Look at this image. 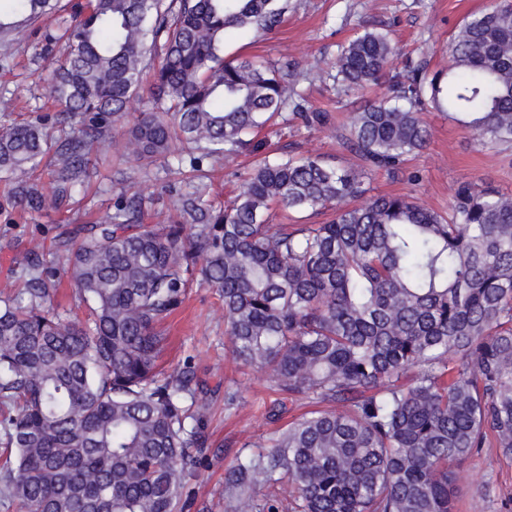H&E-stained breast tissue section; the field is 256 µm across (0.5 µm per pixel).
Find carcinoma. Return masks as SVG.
I'll return each instance as SVG.
<instances>
[{"label": "carcinoma", "mask_w": 512, "mask_h": 512, "mask_svg": "<svg viewBox=\"0 0 512 512\" xmlns=\"http://www.w3.org/2000/svg\"><path fill=\"white\" fill-rule=\"evenodd\" d=\"M60 10L12 0L0 39ZM284 0H86L42 47L54 64L56 123L0 130L9 202L59 211L89 175L151 72L152 108L128 140L147 165L177 144L219 162L253 145L284 109L309 112L288 70L224 56L231 30L274 29ZM390 33L365 27L342 44L327 77L391 94L350 113L343 144L360 170L318 156L253 162L238 194L216 204L195 189L174 198L171 224H144L149 200L121 196L103 224L60 233L52 260L35 251L23 288L0 298V494L18 512H191L187 479L208 448L211 402L185 365L161 367V326L195 278L224 302L225 335L243 365L288 398L323 408L239 457L224 476L237 512H456L453 470L493 447L512 462V196L459 184L448 213L405 195L354 203L365 170L402 171L427 144L424 111L470 127L478 145H512V0L467 16L448 41V68L390 74ZM45 165L48 186L33 171ZM332 207L326 224H269L272 206ZM70 273L88 323L53 307L56 265ZM291 484V499L252 492Z\"/></svg>", "instance_id": "1"}]
</instances>
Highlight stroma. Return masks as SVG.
Wrapping results in <instances>:
<instances>
[{
    "label": "stroma",
    "instance_id": "obj_1",
    "mask_svg": "<svg viewBox=\"0 0 512 512\" xmlns=\"http://www.w3.org/2000/svg\"><path fill=\"white\" fill-rule=\"evenodd\" d=\"M490 0H288L283 23L254 36H231L224 42L228 57L266 56L299 63L303 75L298 88L312 112H326L330 123L309 128L294 120L278 131H262L255 142L260 152L273 156H319L341 168L361 167L360 157L343 145L342 125L347 112L360 104L356 94H337L325 72L339 44L360 28H388L401 55L396 71L418 64L437 70L448 63L451 33L470 13L485 8ZM50 19L26 27L9 42L0 41V127L32 120L50 110L47 79L50 68L37 52L45 31L56 30ZM425 120L430 139L413 156L405 173L393 177L383 171H367L363 187L367 196L402 194L439 212H447L453 189L460 183L489 184L512 196V147L478 146L473 131L437 112ZM113 144L91 155L92 178L80 189L69 211L28 214L13 208L9 186L0 179V290L13 285L27 252L50 253L61 225L95 221L111 214L121 193L140 191L151 197L144 221L164 224L174 216L172 198L193 190L185 177L189 163L180 168H144L125 148L124 127L112 132ZM251 160L249 154L232 156L216 164L207 193L224 202L232 198L238 175ZM224 305L216 289L195 283L183 306L166 324L168 341L163 361L174 368L190 364L212 403L207 422L209 457L202 475L193 483L192 512H230L232 502L224 489V474L248 445L263 443L289 422L309 411L306 402L287 403L279 419L271 420L266 408L277 394L263 373L233 362L224 346ZM237 389L236 409L224 407L225 388ZM460 496V512H512V463L500 461L495 449H483L454 473Z\"/></svg>",
    "mask_w": 512,
    "mask_h": 512
}]
</instances>
